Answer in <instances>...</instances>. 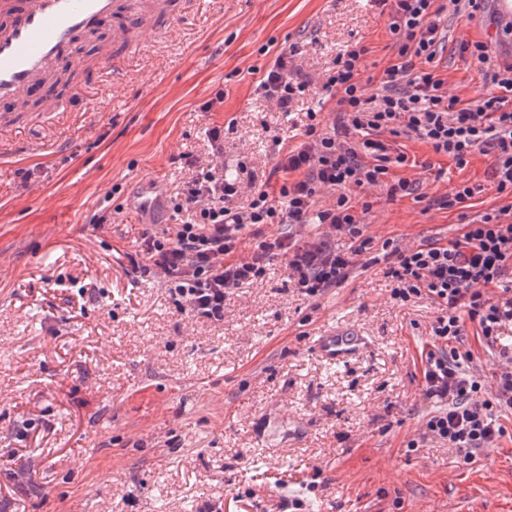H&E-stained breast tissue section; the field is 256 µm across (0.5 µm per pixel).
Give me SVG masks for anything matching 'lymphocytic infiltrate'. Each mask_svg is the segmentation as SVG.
<instances>
[{
  "instance_id": "1",
  "label": "lymphocytic infiltrate",
  "mask_w": 512,
  "mask_h": 512,
  "mask_svg": "<svg viewBox=\"0 0 512 512\" xmlns=\"http://www.w3.org/2000/svg\"><path fill=\"white\" fill-rule=\"evenodd\" d=\"M380 2L390 9L395 63L372 94L359 79L362 51L336 58L325 88L338 98L337 121L329 133L318 122L306 124L302 142L277 163L285 176L279 190L266 182L252 185L246 206L228 208V200L239 192L238 181L225 178L219 166L186 157L197 173L172 209L188 218L175 229L144 236L141 251L147 260L144 272L164 273L193 315L223 320L230 291L264 277L266 261L275 255L284 259L289 280L306 295L344 281L355 257L375 246L364 234V217L357 214L350 190L384 182L393 197L417 191L414 182L388 181L391 166H404L407 156L392 153L387 137H416L460 166L475 151L490 153L489 173L497 192L512 196V63L490 64L483 43H461L460 53L481 66L484 91L473 102L448 96L435 68L445 6L437 0ZM304 89V83L289 77L284 52L260 81L263 96L283 111ZM351 135L359 136L357 146L349 145ZM324 186L339 194L333 208L317 212L315 197ZM502 216L497 210L464 223L462 235L445 244L402 248L388 239L380 246L388 259L383 275L394 284L393 298L404 303L424 296L441 310L432 333L449 349L426 355V395L440 408L427 420L425 434L454 448L465 464L511 431L504 419L512 411V370L502 371L495 388H488L482 376L471 372L473 355L462 346L471 323L488 346L498 347L500 357L512 354L501 344L503 328L512 326V285L505 283L512 271V221ZM314 218L353 239L352 251L333 250L323 241L307 245L277 237L258 242L251 258L234 260L244 226L307 224Z\"/></svg>"
}]
</instances>
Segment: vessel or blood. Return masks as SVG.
I'll use <instances>...</instances> for the list:
<instances>
[{"label":"vessel or blood","mask_w":512,"mask_h":512,"mask_svg":"<svg viewBox=\"0 0 512 512\" xmlns=\"http://www.w3.org/2000/svg\"><path fill=\"white\" fill-rule=\"evenodd\" d=\"M146 15L160 0H0V100L24 105L31 91L50 83L59 65L71 60L78 39L92 37L103 18L120 6ZM145 224L163 223L166 205L161 183L138 181L133 200ZM366 347L364 337L333 327L315 336L311 348L326 362H347Z\"/></svg>","instance_id":"vessel-or-blood-1"}]
</instances>
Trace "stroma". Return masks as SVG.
Returning <instances> with one entry per match:
<instances>
[{"label":"stroma","instance_id":"35a3bbf8","mask_svg":"<svg viewBox=\"0 0 512 512\" xmlns=\"http://www.w3.org/2000/svg\"><path fill=\"white\" fill-rule=\"evenodd\" d=\"M389 24L376 0H180L164 33L99 71L77 51L59 111L0 101V512H512V438L469 465L440 443L408 448L436 409L422 371L439 309L394 303L382 264L357 257L311 297L273 259L220 322L193 317L162 276L133 265L147 230L128 206L137 179L176 195L194 174L178 156L208 158L206 131L220 126L225 176L279 187L273 138L298 146L310 111L336 121L322 85L339 53L366 48L360 80L380 89L396 55ZM440 27L438 71L461 100L484 87L461 42L512 62V16L494 0ZM291 48L310 86L283 113L257 85ZM396 146L408 161L390 179L421 194L353 191L355 206L371 205L376 242L455 239L456 211L430 201L462 183L477 189L469 218L506 205L482 152L460 168L418 139ZM328 230L249 225L237 255ZM338 323L372 346L330 366L309 341Z\"/></svg>","mask_w":512,"mask_h":512}]
</instances>
